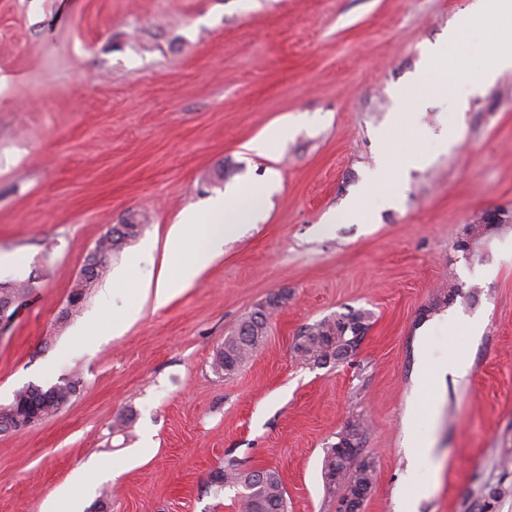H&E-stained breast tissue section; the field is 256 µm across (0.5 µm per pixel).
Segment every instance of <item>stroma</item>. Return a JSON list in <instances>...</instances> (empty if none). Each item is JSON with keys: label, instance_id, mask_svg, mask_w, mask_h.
<instances>
[{"label": "stroma", "instance_id": "1", "mask_svg": "<svg viewBox=\"0 0 512 512\" xmlns=\"http://www.w3.org/2000/svg\"><path fill=\"white\" fill-rule=\"evenodd\" d=\"M472 2L0 0V281L37 282L0 334V404L79 380L56 416L0 432V512H237L234 490L210 486L231 459L278 470L288 512H336L323 458L358 418L376 469L362 512H512V71L463 101L399 98L418 79L468 91L491 65L499 44ZM284 122L288 139L248 150ZM389 132L425 160L401 170L398 204L349 217ZM271 171L264 221L193 285L159 309L100 307L127 254L156 280L184 209ZM489 211L495 227L460 251ZM115 224L140 232L69 308ZM283 291L254 356L215 373L225 338ZM359 309L371 325L350 359L295 352L303 327ZM90 318L100 333L83 334ZM455 356L466 376L442 374ZM101 462L110 474L81 485Z\"/></svg>", "mask_w": 512, "mask_h": 512}]
</instances>
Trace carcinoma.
I'll return each mask as SVG.
<instances>
[{
  "instance_id": "1",
  "label": "carcinoma",
  "mask_w": 512,
  "mask_h": 512,
  "mask_svg": "<svg viewBox=\"0 0 512 512\" xmlns=\"http://www.w3.org/2000/svg\"><path fill=\"white\" fill-rule=\"evenodd\" d=\"M139 225L126 224L124 230H108L98 241L97 247L102 253V263L90 276L74 285L70 305L78 306L88 292L96 286L107 272V261L112 254L120 251L128 240L138 233ZM36 288V282L28 279L11 283L8 294L20 304L29 301ZM277 307L267 303L260 306L243 320L233 335L224 339V346L213 357L212 366L216 372L232 374L243 364L247 356L255 351L264 341L268 322ZM370 314L361 310L350 311L336 316L325 317L305 329L299 336L296 351L304 361L324 366L348 360L358 344L351 342L354 329L367 330ZM79 380L73 379L61 383L60 396H55L44 388L21 390L19 398L6 405L0 404V421L17 425L27 410L38 413L47 419L60 410L66 402V395L76 391ZM366 426L361 419L349 422L338 436L337 448L341 441L353 442L355 446L347 449L345 455L327 452L324 460V478L327 486L341 491V497H354L358 504H363L370 494L374 480L375 468L371 460L359 457L361 443L365 437ZM220 488H234V502L239 512H286V490L279 472L275 469L245 470L233 460L228 461L213 479Z\"/></svg>"
}]
</instances>
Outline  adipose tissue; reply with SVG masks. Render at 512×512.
Wrapping results in <instances>:
<instances>
[{"instance_id":"adipose-tissue-1","label":"adipose tissue","mask_w":512,"mask_h":512,"mask_svg":"<svg viewBox=\"0 0 512 512\" xmlns=\"http://www.w3.org/2000/svg\"><path fill=\"white\" fill-rule=\"evenodd\" d=\"M269 192L262 189L250 196L231 191L223 199L211 204L207 212L185 209L169 232L175 240L191 241L197 248L193 261H184L176 250H169L166 266L161 276L153 282L136 276L138 258L129 256L124 274L112 282L111 292L103 294L102 305H109L114 299L130 296L139 301L153 300L156 306H164L171 298V283L182 285L193 282L205 263L224 252L227 239L240 234L243 225L253 224L265 212Z\"/></svg>"}]
</instances>
